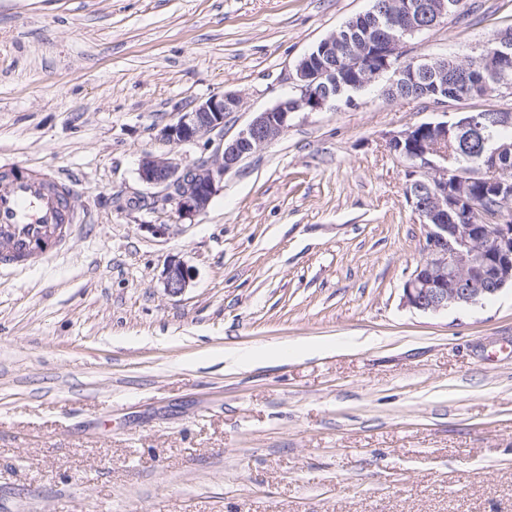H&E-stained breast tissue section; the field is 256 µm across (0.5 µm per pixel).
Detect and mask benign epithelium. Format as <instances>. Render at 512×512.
Returning <instances> with one entry per match:
<instances>
[{"label":"benign epithelium","instance_id":"benign-epithelium-1","mask_svg":"<svg viewBox=\"0 0 512 512\" xmlns=\"http://www.w3.org/2000/svg\"><path fill=\"white\" fill-rule=\"evenodd\" d=\"M386 18L385 27L375 36L376 66L349 50L337 33L323 39L331 53L342 52L349 68L365 83L385 71L405 78L414 70L406 58V36L435 27L448 18L446 0L429 8L402 13L392 0L375 6ZM512 59V42L498 39L482 52L464 60L494 73L490 92L512 91V82L501 77ZM324 67L308 56L295 67L294 94L255 113L238 135L224 139V120L241 109L243 98L236 92L216 94L197 101L177 120L159 130L162 140L190 145L206 140L217 144L214 151L183 165L169 158L142 159V182L158 189L163 204L174 207L182 217H192L207 209L219 191L224 176L242 159L257 152L284 133L298 112H320L329 98L322 92ZM451 121L424 122L390 136L388 146L407 164L406 197L425 228L426 258L417 265L403 286V304L421 312H437L453 306L475 305L512 287V167L500 159L512 155V143L483 139L482 163L468 170L457 167L460 150L450 142ZM512 124V112L499 110L466 112L459 127L478 132ZM481 181L498 198L494 213L478 224H460L461 209L470 185ZM191 270L180 261L169 262L163 271L165 290L178 295L188 288Z\"/></svg>","mask_w":512,"mask_h":512}]
</instances>
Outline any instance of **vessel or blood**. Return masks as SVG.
<instances>
[{
  "label": "vessel or blood",
  "instance_id": "b4317fda",
  "mask_svg": "<svg viewBox=\"0 0 512 512\" xmlns=\"http://www.w3.org/2000/svg\"><path fill=\"white\" fill-rule=\"evenodd\" d=\"M72 180L0 161V267L44 259L85 217L71 204Z\"/></svg>",
  "mask_w": 512,
  "mask_h": 512
}]
</instances>
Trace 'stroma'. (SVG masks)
Masks as SVG:
<instances>
[{
  "label": "stroma",
  "mask_w": 512,
  "mask_h": 512,
  "mask_svg": "<svg viewBox=\"0 0 512 512\" xmlns=\"http://www.w3.org/2000/svg\"><path fill=\"white\" fill-rule=\"evenodd\" d=\"M465 2L410 56L512 27V0ZM371 4L0 0V158L73 175L90 216L0 268V512H512V288L405 307L425 232L386 146L512 94L443 108L376 81L297 114L190 218L139 179L144 156L203 154L159 137L191 102L240 93L235 138ZM171 260L193 272L177 296ZM310 341L329 353L267 356Z\"/></svg>",
  "instance_id": "obj_1"
}]
</instances>
